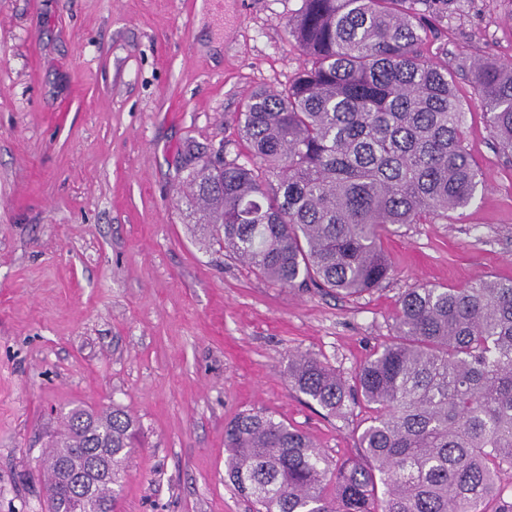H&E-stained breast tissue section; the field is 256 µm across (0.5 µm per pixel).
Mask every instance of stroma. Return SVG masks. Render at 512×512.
I'll list each match as a JSON object with an SVG mask.
<instances>
[{
    "mask_svg": "<svg viewBox=\"0 0 512 512\" xmlns=\"http://www.w3.org/2000/svg\"><path fill=\"white\" fill-rule=\"evenodd\" d=\"M303 0H0V512H47L39 460L62 413L123 407L140 423L113 512H252L224 475V426L261 410L333 460L365 407L327 415L288 357L352 375L420 284L512 280V160L469 78L454 76L485 190L383 239L378 290H290L209 246L183 189L190 157L244 152L234 118L304 58ZM448 63H512V0L435 24Z\"/></svg>",
    "mask_w": 512,
    "mask_h": 512,
    "instance_id": "obj_1",
    "label": "stroma"
}]
</instances>
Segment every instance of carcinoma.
<instances>
[{
	"label": "carcinoma",
	"mask_w": 512,
	"mask_h": 512,
	"mask_svg": "<svg viewBox=\"0 0 512 512\" xmlns=\"http://www.w3.org/2000/svg\"><path fill=\"white\" fill-rule=\"evenodd\" d=\"M462 0H304L288 36L307 62L238 113L245 161L193 167L186 195L212 243L283 288L356 296L394 273L383 238L468 207L485 188L465 145L448 48L424 53L431 18ZM498 150L512 155V65L463 60ZM394 336L347 379L319 357L288 382L330 416L362 403L356 455L334 462L260 411L225 427L224 467L256 512H512V281L420 286ZM139 426L81 406L41 459L48 512H110Z\"/></svg>",
	"instance_id": "carcinoma-1"
}]
</instances>
